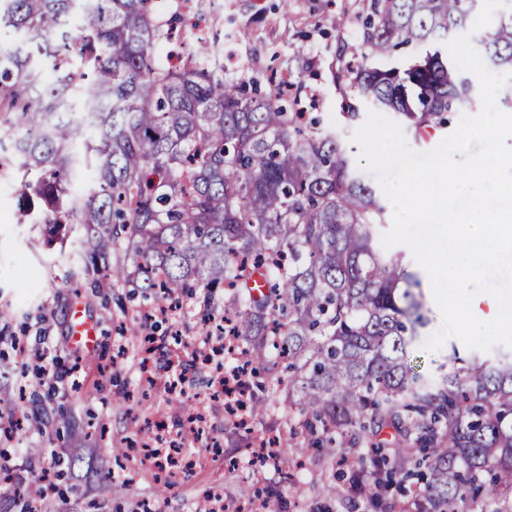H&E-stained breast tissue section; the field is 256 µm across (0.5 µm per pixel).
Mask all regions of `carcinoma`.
Here are the masks:
<instances>
[{"instance_id": "1", "label": "carcinoma", "mask_w": 512, "mask_h": 512, "mask_svg": "<svg viewBox=\"0 0 512 512\" xmlns=\"http://www.w3.org/2000/svg\"><path fill=\"white\" fill-rule=\"evenodd\" d=\"M153 0H0V125L24 204L19 223L79 224V261L141 281L154 302L195 296L248 345L244 363L287 361L301 434L347 480L328 487L387 512L394 487L414 512H452L471 494L512 512V351H476L429 380L408 365L423 324L406 257L379 245L383 207L353 171L336 131L290 112L287 92L224 81V67L155 57L171 40ZM349 67L359 96L421 138L470 101L446 43L474 0H371ZM512 70V7L478 37ZM55 78L45 80L43 63ZM83 148L75 149L77 140ZM90 171L76 206L71 184ZM126 241L131 264L112 265ZM265 277L266 292L250 282Z\"/></svg>"}]
</instances>
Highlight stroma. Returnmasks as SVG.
Returning a JSON list of instances; mask_svg holds the SVG:
<instances>
[{
	"instance_id": "stroma-1",
	"label": "stroma",
	"mask_w": 512,
	"mask_h": 512,
	"mask_svg": "<svg viewBox=\"0 0 512 512\" xmlns=\"http://www.w3.org/2000/svg\"><path fill=\"white\" fill-rule=\"evenodd\" d=\"M369 0H156L164 18L182 28L184 49L218 42L225 77L268 88L270 75L293 83L302 111L332 125L341 135L354 170L366 183L379 181L366 166L353 137L365 124L370 107L361 104L355 118L342 115L352 96L346 71L350 45L356 44ZM80 231L65 245L45 243L44 227L17 221L15 185L0 180V452L10 456L12 483L0 484V512H21L15 483L37 489L43 472L55 477L47 497L37 499L40 512H203L205 494L220 491L225 501L240 502L246 485L274 489L275 497L255 502L253 512H346L327 488L332 473L318 462L302 439L288 443L284 462L257 464L256 442L284 435L297 422V407H280L248 427L233 425L222 400L211 398L210 375L190 366L202 332V315L188 299L180 338L168 334L161 316H152L148 330L153 350L148 372L136 340L117 348L118 325L141 319L153 305L142 289L122 281L98 287L105 273L85 269L76 255ZM408 270L420 282L428 319L407 347L415 372L439 377L458 369L454 354H466L460 339L447 337L439 350L425 349L426 340L442 327L430 280L417 262ZM98 326L93 349L70 341L74 310ZM123 357H116V350ZM184 369V392H164L166 368ZM51 376L38 375L40 366ZM40 417V429L28 418ZM167 432L185 434L193 463L168 480L165 492L149 476L140 459L115 456L132 438H152V421ZM223 445L213 456L209 440Z\"/></svg>"
}]
</instances>
